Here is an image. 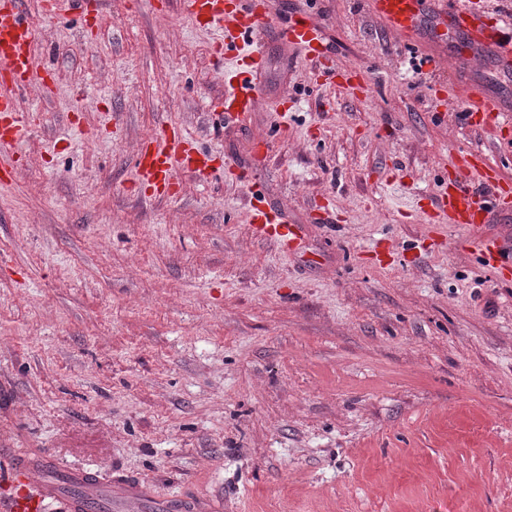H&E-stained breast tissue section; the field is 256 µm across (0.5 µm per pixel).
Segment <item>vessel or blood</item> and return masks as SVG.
Listing matches in <instances>:
<instances>
[{
  "label": "vessel or blood",
  "mask_w": 512,
  "mask_h": 512,
  "mask_svg": "<svg viewBox=\"0 0 512 512\" xmlns=\"http://www.w3.org/2000/svg\"><path fill=\"white\" fill-rule=\"evenodd\" d=\"M24 0H0V171L14 168V147L30 132L29 123L18 110V95L31 83L47 84L48 76L36 65L37 28L27 21ZM371 12L404 43L415 41L424 11H431L438 31L452 36L464 29L467 45L464 55L491 54L504 71L512 69V36L489 20L485 13L458 6L455 0H369ZM183 12L193 23L223 30L224 40L214 49L216 56L232 59L226 74L230 91L225 99L228 118L253 111L269 43L300 53L315 79L335 77L332 55L324 43L320 28L308 17L293 16L282 21L272 17L268 0H183ZM459 98L466 111L480 114L484 129L498 131L504 126V106L479 83L460 88ZM460 177L449 180L437 195L430 224H458L468 234V245L494 265L502 254L496 240L484 235L483 226L492 210L512 207V186L498 179L496 168L485 156L460 153L453 163ZM208 167L207 156L178 135L165 131L151 134L137 160L141 182L167 190L176 173L201 174ZM473 175L490 188L489 194L471 192L464 175ZM252 229L257 237L276 242L280 247L295 245L298 227L277 222L255 200L251 210ZM72 476L79 485L77 494L62 495L57 483L45 480L36 457L16 448H0V512H45L52 503L62 512H83L97 493L93 473L76 469ZM112 496L124 512H135L141 501L138 487L125 482L112 484Z\"/></svg>",
  "instance_id": "1"
}]
</instances>
